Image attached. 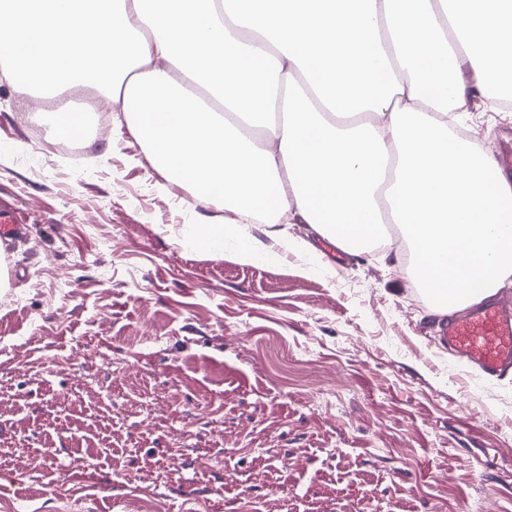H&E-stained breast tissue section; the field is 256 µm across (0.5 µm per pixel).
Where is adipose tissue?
<instances>
[{"label":"adipose tissue","instance_id":"adipose-tissue-1","mask_svg":"<svg viewBox=\"0 0 512 512\" xmlns=\"http://www.w3.org/2000/svg\"><path fill=\"white\" fill-rule=\"evenodd\" d=\"M0 59L43 95L104 75L198 202L234 207L208 253L257 258L236 218L260 210L349 250L404 225L440 313L512 281V182L448 125L461 69L512 98V0H0Z\"/></svg>","mask_w":512,"mask_h":512}]
</instances>
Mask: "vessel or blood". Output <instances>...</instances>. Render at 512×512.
<instances>
[{"instance_id":"obj_1","label":"vessel or blood","mask_w":512,"mask_h":512,"mask_svg":"<svg viewBox=\"0 0 512 512\" xmlns=\"http://www.w3.org/2000/svg\"><path fill=\"white\" fill-rule=\"evenodd\" d=\"M26 222L24 213L0 208V242L22 234ZM442 341L481 375L512 369V301L494 299L449 319Z\"/></svg>"}]
</instances>
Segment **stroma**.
I'll use <instances>...</instances> for the list:
<instances>
[{"label": "stroma", "instance_id": "35a3bbf8", "mask_svg": "<svg viewBox=\"0 0 512 512\" xmlns=\"http://www.w3.org/2000/svg\"><path fill=\"white\" fill-rule=\"evenodd\" d=\"M491 94L455 124L494 152ZM37 113L0 69V205L29 222L0 244V512H512V373L437 346L407 241L254 221L258 259L209 256L226 210L121 109L78 165Z\"/></svg>", "mask_w": 512, "mask_h": 512}]
</instances>
